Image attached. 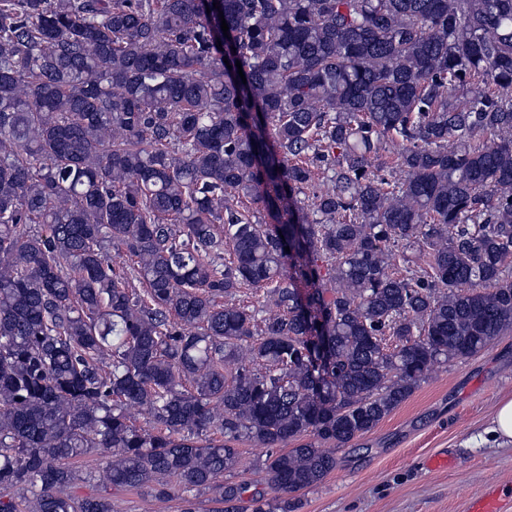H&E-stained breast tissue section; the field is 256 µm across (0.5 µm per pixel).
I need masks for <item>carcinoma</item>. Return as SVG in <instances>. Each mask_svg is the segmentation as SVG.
<instances>
[{"label":"carcinoma","instance_id":"obj_1","mask_svg":"<svg viewBox=\"0 0 512 512\" xmlns=\"http://www.w3.org/2000/svg\"><path fill=\"white\" fill-rule=\"evenodd\" d=\"M511 332L512 0H0V512H295ZM240 449V465L238 469V476L236 480H248L255 482L258 484V489H263L267 494V497H273L276 495V492L268 488L266 483L261 479V477L256 474L253 470V461L262 456L264 453V449L256 446L250 441L240 442L237 446ZM113 512H211L217 508L225 507L211 502V494L192 497L184 493L177 486H173L171 497L165 501H158L142 491L128 490L112 492ZM189 500V501H188Z\"/></svg>","mask_w":512,"mask_h":512}]
</instances>
